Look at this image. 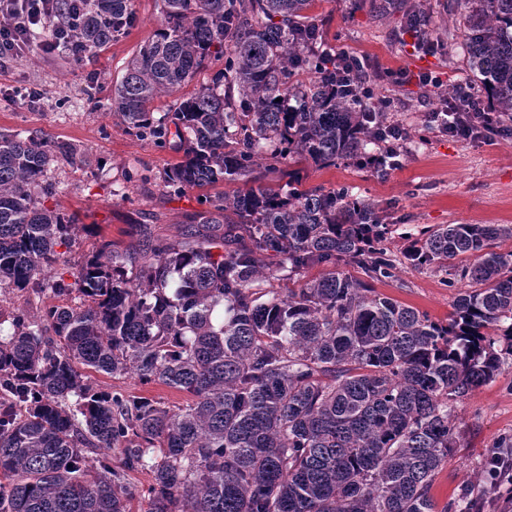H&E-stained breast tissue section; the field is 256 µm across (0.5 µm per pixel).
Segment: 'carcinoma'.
I'll return each mask as SVG.
<instances>
[{
  "mask_svg": "<svg viewBox=\"0 0 512 512\" xmlns=\"http://www.w3.org/2000/svg\"><path fill=\"white\" fill-rule=\"evenodd\" d=\"M313 2L160 0L164 23L111 108L130 134L183 153L160 180L205 191V208L177 239L145 227L123 254L102 244L72 284L54 272L55 247L71 246L76 218L34 190L54 196L51 166L86 157L0 133V293L60 299L38 321L0 317V512H130L137 495L145 512H481L466 491L440 506L431 490L459 445L454 405L512 360V253L493 250L512 226L423 230L399 257L374 204L283 168L382 152L368 99L330 89L335 52ZM454 8L472 82L512 133V0ZM54 17L89 51L136 20L132 0H57ZM404 24L423 39L431 17ZM212 58L211 84L155 115ZM238 180L253 186L208 192ZM404 265L463 285L448 322L367 286ZM316 266L330 270L305 279ZM92 372L190 400L99 391ZM135 471L151 476L146 490L127 482Z\"/></svg>",
  "mask_w": 512,
  "mask_h": 512,
  "instance_id": "cac0c4a2",
  "label": "carcinoma"
}]
</instances>
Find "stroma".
Segmentation results:
<instances>
[{"mask_svg": "<svg viewBox=\"0 0 512 512\" xmlns=\"http://www.w3.org/2000/svg\"><path fill=\"white\" fill-rule=\"evenodd\" d=\"M159 0H133L135 25L119 40L77 60L65 53L46 54L30 47L0 65V132L15 131L37 138L66 140L87 157L83 166L65 163L52 167L49 181L57 193L44 199L46 207L65 215L78 214L82 223L97 225V233H78L62 263L66 283L84 259L106 242L118 250L134 245L139 227L152 225L156 234L177 238L186 214L200 210L199 192L173 195L152 183L144 172L163 173L180 160L169 148L131 136L113 116V84L129 59L161 28ZM426 8L436 43L432 54L415 48L404 27L408 11ZM321 24L326 43L367 58L375 67L370 85L374 99L395 98L405 104L401 115L410 134L398 167L380 177L347 161L321 166L292 160L304 187H352L354 194L373 202L393 223L388 246L393 253L405 247V235L440 224L512 225V138L489 141L457 140L428 129L424 114L437 97L433 87L392 85L389 71L416 70L418 60L444 84L467 81L461 50L463 31L454 20L448 0H315L310 10ZM30 88L39 103L22 104L16 92ZM376 292L426 312L437 321L453 311L456 289L446 286L439 272L402 268L397 278L375 282ZM99 388L145 396L171 405L186 403L185 393L160 384H141L131 375H94ZM454 421L460 445L437 473L432 494L443 503L461 490L483 500V512H507L504 502L492 499L486 476L498 440L512 435V364L494 381L456 404Z\"/></svg>", "mask_w": 512, "mask_h": 512, "instance_id": "35a3bbf8", "label": "stroma"}]
</instances>
